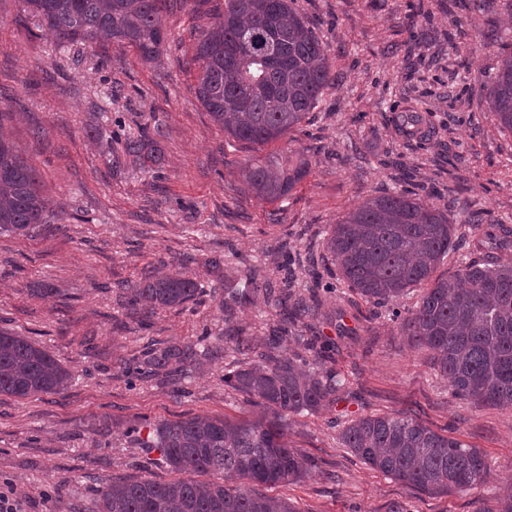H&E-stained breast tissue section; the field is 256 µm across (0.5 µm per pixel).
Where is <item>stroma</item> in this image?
<instances>
[{
	"instance_id": "obj_1",
	"label": "stroma",
	"mask_w": 512,
	"mask_h": 512,
	"mask_svg": "<svg viewBox=\"0 0 512 512\" xmlns=\"http://www.w3.org/2000/svg\"><path fill=\"white\" fill-rule=\"evenodd\" d=\"M329 49L337 84L267 152L301 151L308 175L286 200L245 191L235 171L253 146L234 141L198 101L194 46L224 0H167L157 62L135 51L60 45L20 0H0V129L36 166L54 217L28 235L0 234V329L28 336L71 374L58 394L0 396V491L21 490L22 512H91L117 479L174 477L130 427L193 416H250L224 384L238 356L226 336L267 340L283 317L270 288L317 293L307 335L334 344L345 385L317 413L288 417L287 439L317 466L264 487L297 512H475L512 491V409L456 398L426 351L410 347L388 314L337 298L322 256L330 224L363 198L410 189L446 207L458 200L512 223V133L497 128L478 90L512 48V0H294ZM428 111V140L405 138L395 118ZM157 130L161 166L134 164L113 130ZM314 263L319 282H285L282 262ZM221 258L220 272L209 263ZM196 276L207 293L145 321L118 302L144 269ZM258 289L225 311L224 283ZM208 334L212 354L173 380L128 379L120 365L145 349ZM406 414L484 452L493 479L448 495L417 492L360 464L339 441L361 414Z\"/></svg>"
}]
</instances>
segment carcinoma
<instances>
[{
  "mask_svg": "<svg viewBox=\"0 0 512 512\" xmlns=\"http://www.w3.org/2000/svg\"><path fill=\"white\" fill-rule=\"evenodd\" d=\"M60 44L115 43L154 61L165 32L162 0H21ZM199 72L195 93L211 119L234 139L264 147L299 126L332 85L323 42L292 0H224V13L205 26L196 42ZM498 128L512 132V53L505 55L490 83L481 86ZM408 137L424 134L425 117L416 106L403 116ZM124 154L145 167L162 161L158 141L146 130L116 133ZM309 172L301 154L255 155L239 167L245 188L270 201L288 196ZM51 211L36 167L0 131V233L25 236L47 223ZM483 212L454 213L428 204L418 194L374 195L337 223L326 238L327 260L336 280L372 306L390 307L402 335L428 351L433 367L452 394L477 405L512 409V265L472 260L449 277L435 275L455 250L456 231ZM486 240L512 247V226L487 218ZM422 289L407 315L393 307ZM122 306L147 318L159 307H185L206 293L198 278L146 273L122 284ZM277 305L288 324L273 330L259 348L249 336L233 337L239 352L251 355L224 373V383L243 395L254 416L229 420L194 416L162 421L140 440L157 448L181 477L119 480L99 490L97 512H297L286 499L266 496L258 485L303 478L315 460L291 446L287 417L316 412L339 399L343 383L327 365L326 346L297 329L318 310L319 301L292 299ZM293 339L302 348L288 353ZM207 337L182 347L151 350L128 359L129 373L174 376L199 357ZM311 353L314 362L306 359ZM70 373L26 336L0 330V395L30 398L68 387ZM343 447L362 464L428 495H447L487 484L492 478L484 454L407 416L370 414L350 420L341 431ZM211 474L219 481H199ZM476 512H512V495L497 497Z\"/></svg>",
  "mask_w": 512,
  "mask_h": 512,
  "instance_id": "carcinoma-1",
  "label": "carcinoma"
}]
</instances>
